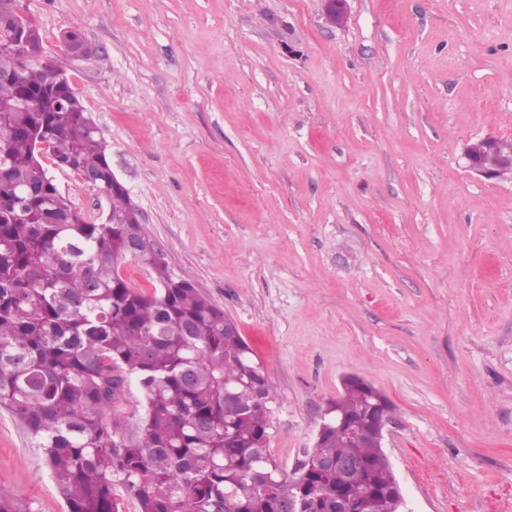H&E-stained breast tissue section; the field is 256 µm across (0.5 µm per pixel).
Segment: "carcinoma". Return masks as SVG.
I'll return each instance as SVG.
<instances>
[{"mask_svg":"<svg viewBox=\"0 0 512 512\" xmlns=\"http://www.w3.org/2000/svg\"><path fill=\"white\" fill-rule=\"evenodd\" d=\"M27 26L34 61L0 79V408L42 449L67 512H119L120 489L139 512H282L298 501L336 512V496L350 494L361 512H387L398 479L368 429L371 417L392 418L388 398L348 382L304 470L281 471L268 453L273 391L252 350L131 216L104 139L77 93L49 84L40 29ZM60 42L94 50L74 30ZM42 142L74 172L98 175L109 217L91 219L57 192ZM511 157L507 138L477 155L487 167ZM127 260L151 269L152 294L118 273ZM133 385L142 402L132 411ZM343 460L358 465L336 468Z\"/></svg>","mask_w":512,"mask_h":512,"instance_id":"carcinoma-1","label":"carcinoma"}]
</instances>
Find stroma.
I'll return each mask as SVG.
<instances>
[{"label": "stroma", "mask_w": 512, "mask_h": 512, "mask_svg": "<svg viewBox=\"0 0 512 512\" xmlns=\"http://www.w3.org/2000/svg\"><path fill=\"white\" fill-rule=\"evenodd\" d=\"M22 3L169 268L253 350L281 470L355 374L392 405L409 512H512V180L461 159L512 139V0H348L336 24L322 0ZM0 490L66 512L3 409Z\"/></svg>", "instance_id": "35a3bbf8"}]
</instances>
